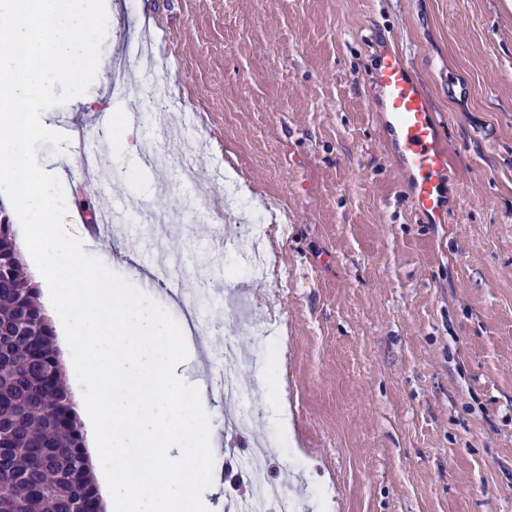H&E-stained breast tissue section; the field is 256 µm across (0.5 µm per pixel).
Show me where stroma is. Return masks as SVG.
<instances>
[{
	"instance_id": "35a3bbf8",
	"label": "stroma",
	"mask_w": 512,
	"mask_h": 512,
	"mask_svg": "<svg viewBox=\"0 0 512 512\" xmlns=\"http://www.w3.org/2000/svg\"><path fill=\"white\" fill-rule=\"evenodd\" d=\"M101 53L126 80H158L191 124L176 131L222 219L185 209L180 168L164 176L103 151L76 97L122 115L104 82H64L42 108L72 114L85 136L74 158L105 156L125 183L74 182L58 214L88 233L86 202L122 208L119 231L79 260L112 253V276L171 325L182 310L136 275L121 245L158 237L139 205L170 214L171 246L186 256L210 336L206 364L184 358L180 381L218 375L225 336L251 350L247 408L255 433L294 438L266 466L248 467L249 438L231 433L209 390L215 483L210 512L267 482L297 512H512V0H110ZM154 64L126 63L129 41ZM403 52L450 148L445 217L414 212L387 148L370 81L381 48ZM232 168L251 190L235 196ZM270 227L256 251L266 278L237 259L243 224ZM281 378L279 401L262 389Z\"/></svg>"
}]
</instances>
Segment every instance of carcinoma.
<instances>
[{"instance_id": "1", "label": "carcinoma", "mask_w": 512, "mask_h": 512, "mask_svg": "<svg viewBox=\"0 0 512 512\" xmlns=\"http://www.w3.org/2000/svg\"><path fill=\"white\" fill-rule=\"evenodd\" d=\"M0 512H104L55 332L1 208Z\"/></svg>"}]
</instances>
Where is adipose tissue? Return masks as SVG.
I'll list each match as a JSON object with an SVG mask.
<instances>
[{
    "label": "adipose tissue",
    "instance_id": "obj_1",
    "mask_svg": "<svg viewBox=\"0 0 512 512\" xmlns=\"http://www.w3.org/2000/svg\"><path fill=\"white\" fill-rule=\"evenodd\" d=\"M108 22L102 0H0V182L10 186L4 205L21 227L16 241L33 262L58 345L82 346L100 390L76 403L108 512H190L211 482V427L207 402L186 399L175 367L188 346L207 341L116 286L107 253L81 288L59 292L62 246L76 258L86 244L56 223L71 159L62 152L38 167L31 158L33 142L55 127L53 113L38 109L41 98L58 83L105 72L97 34ZM21 171L31 177L23 196L12 187Z\"/></svg>",
    "mask_w": 512,
    "mask_h": 512
}]
</instances>
